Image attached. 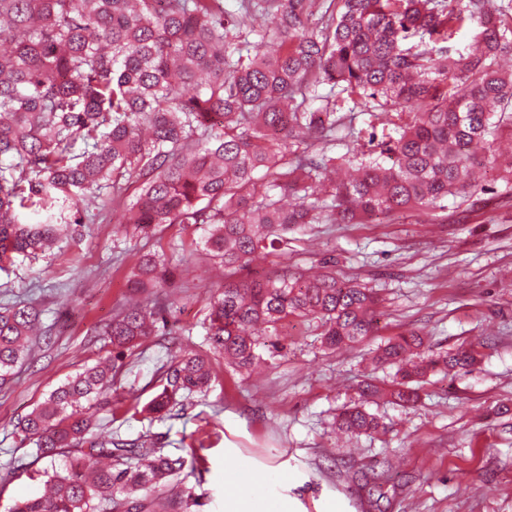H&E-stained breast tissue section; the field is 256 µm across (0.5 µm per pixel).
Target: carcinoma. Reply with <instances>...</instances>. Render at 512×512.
<instances>
[{
  "label": "carcinoma",
  "instance_id": "obj_1",
  "mask_svg": "<svg viewBox=\"0 0 512 512\" xmlns=\"http://www.w3.org/2000/svg\"><path fill=\"white\" fill-rule=\"evenodd\" d=\"M268 15L279 19L267 28ZM466 26L474 50L452 45ZM0 270L50 249L84 223L86 201L112 190L121 206L138 184L124 223L147 233L162 224H204L203 245L224 265L208 303L207 336L237 371L251 372L285 349L290 318L316 320L326 347L377 330L370 288L324 271L235 278L258 248L288 241L307 224H353L414 209H445L448 197L484 190L499 170L496 144L512 132V0H0ZM267 43L278 51H263ZM327 89L318 93L319 88ZM372 117L407 113L368 150L332 153L338 104ZM168 270L141 258L134 288H157ZM166 305L124 308L104 335L116 355L70 376L16 424L41 458L71 455L44 471L46 491L12 512H188L187 491L167 494L185 458L144 433L132 441L92 436L93 410L120 403L116 361L159 331ZM40 311L0 305V385L28 356ZM425 336L402 332L373 361L397 367L387 388L367 376L358 401L336 417L352 436L384 429L367 405L407 407L425 379L470 372L480 353L460 346L418 360ZM149 403L162 418L179 399L205 391L207 359L170 361ZM149 488L154 498L135 496Z\"/></svg>",
  "mask_w": 512,
  "mask_h": 512
}]
</instances>
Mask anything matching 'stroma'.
<instances>
[{"label": "stroma", "mask_w": 512, "mask_h": 512, "mask_svg": "<svg viewBox=\"0 0 512 512\" xmlns=\"http://www.w3.org/2000/svg\"><path fill=\"white\" fill-rule=\"evenodd\" d=\"M205 232L201 224H172L144 236L116 216L98 217L71 226L54 252L0 271V304L33 302L44 311L42 325L53 328L0 387V512L39 494L44 470L67 463L64 454L37 458L15 425L68 376L110 355L101 333L136 298L129 280L147 253L170 264L158 297L176 310L165 335L124 359L118 386L126 399L147 402L162 388L164 366L190 350L205 355L213 380L172 418L99 416L111 418L120 438L148 431L165 453L198 449L199 461L177 479L202 497L189 512H224V474L243 461L274 477L287 474L281 493L291 512H512V196L503 182L449 199L434 217L312 224L287 245L258 251L248 277L307 269L332 256L338 274L383 299L377 335L347 349L323 348L316 323L289 322L287 348L259 378L225 365L206 340L207 303L223 286L224 269L205 254ZM408 329L422 331L434 351L475 346L482 363L469 375L430 377L415 407L371 404L384 431L340 438L335 416L356 399L362 376L392 378V369L371 365L375 349ZM382 461L392 479L378 500L364 476Z\"/></svg>", "instance_id": "obj_1"}]
</instances>
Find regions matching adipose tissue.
I'll return each instance as SVG.
<instances>
[{
  "instance_id": "ef3b65f1",
  "label": "adipose tissue",
  "mask_w": 512,
  "mask_h": 512,
  "mask_svg": "<svg viewBox=\"0 0 512 512\" xmlns=\"http://www.w3.org/2000/svg\"><path fill=\"white\" fill-rule=\"evenodd\" d=\"M232 496L224 504V512H288V499L275 495L273 477L256 471L249 464H239L224 475Z\"/></svg>"
}]
</instances>
